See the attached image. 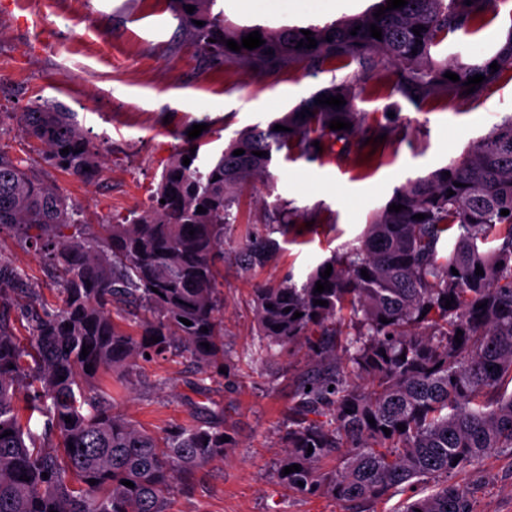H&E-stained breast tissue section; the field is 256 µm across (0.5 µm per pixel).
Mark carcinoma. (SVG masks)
Wrapping results in <instances>:
<instances>
[{"instance_id":"cac0c4a2","label":"carcinoma","mask_w":512,"mask_h":512,"mask_svg":"<svg viewBox=\"0 0 512 512\" xmlns=\"http://www.w3.org/2000/svg\"><path fill=\"white\" fill-rule=\"evenodd\" d=\"M216 4L173 0L199 54L220 64L231 59L264 73L375 54L392 65V90L416 107L439 93L478 101L504 75L512 78V28L480 60L433 59L448 34L480 25L497 0H407L379 18L371 11L309 25L317 41L311 49L296 47L305 39L301 26L230 28ZM372 24L382 39L371 37ZM356 26L357 35H350ZM253 31L265 40L260 47L226 46ZM447 72L459 81L445 78ZM476 74L485 80L465 93ZM363 84L359 75L334 82L267 126L235 132L210 160L200 157V145L186 144L163 166L142 209L95 227H82L81 210L47 182L46 170L0 148V231L46 258L61 293L58 306L19 303L31 287L0 254V512H167L174 486L224 459L232 447L222 441L224 418L154 435L114 410L101 377L116 373L130 383L140 362L169 356L196 364L202 387L222 376L224 243L238 223L233 207L242 187L270 178L273 158L284 149L296 146L314 159L321 156L316 141L325 150L353 137L390 134L391 120L367 124L357 109ZM324 94L341 95L346 104H315ZM306 109L314 115L301 117ZM336 118L352 128L329 129ZM16 123L39 143L47 167L84 182L102 173L98 146L55 103L33 101ZM277 124L287 130H274ZM66 147L69 153H60ZM237 149L245 153L233 155ZM394 203L405 209L390 210ZM199 206L206 212H197ZM503 209L509 214L501 215ZM297 216L286 204L274 206L263 228L246 231L241 265L265 266L279 249L272 234L287 235ZM69 228L75 232L68 236ZM328 265L331 290L317 293ZM478 267L484 275L475 274ZM252 302L259 342L250 359L269 360L305 342L315 361L289 408L277 483L349 505L432 479L434 491L406 502L402 512H475L453 476L488 454H512V115L449 164L408 179L373 213L357 244L319 264L302 284L288 274L254 289ZM128 306L135 308L137 336L123 326ZM153 335L161 341L152 342ZM330 459L336 466L328 469ZM293 464L300 471L282 474Z\"/></svg>"}]
</instances>
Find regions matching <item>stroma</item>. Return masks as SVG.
<instances>
[{
    "instance_id": "stroma-1",
    "label": "stroma",
    "mask_w": 512,
    "mask_h": 512,
    "mask_svg": "<svg viewBox=\"0 0 512 512\" xmlns=\"http://www.w3.org/2000/svg\"><path fill=\"white\" fill-rule=\"evenodd\" d=\"M279 0H219L234 26H307L362 14L376 0H305L282 9ZM512 30V0H499L478 32L452 34L436 59L495 51ZM358 74L365 92L358 101L367 121L394 115L388 139L342 150L317 160L299 149L278 157L272 180L245 190L233 246L224 249V367L222 384L207 392L188 359L144 363L135 389L111 377L103 384L116 411L160 433L200 420V407L222 412L235 445L223 459L200 469L192 484L176 487L168 512H345L325 496L305 497L272 479L288 429V405L311 367L306 345L267 361L246 353L256 347L253 288L293 275L303 280L318 264L341 252L363 232L407 179L445 166L494 124L512 114V81L494 86L477 103L440 96L417 108L391 90L387 73L364 60L318 68L290 65L257 74L233 61L217 65L196 51L180 26L172 0H0V147L39 161L38 146L22 134L16 112L39 98L74 113L107 158L98 180L88 184L53 170L57 184L81 208L88 224L143 207L163 165L202 125L203 152L222 149L235 131L267 125L302 99ZM278 203L304 220L264 266L242 270L236 244L246 225L263 224ZM0 249L23 272L44 301H58L54 283L34 250L0 233ZM476 512H512V454L494 453L458 475Z\"/></svg>"
}]
</instances>
